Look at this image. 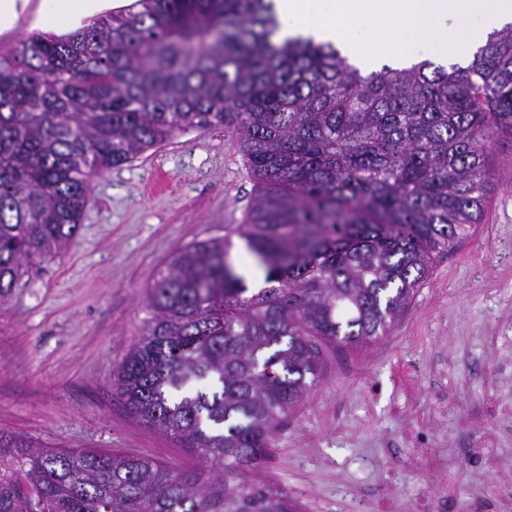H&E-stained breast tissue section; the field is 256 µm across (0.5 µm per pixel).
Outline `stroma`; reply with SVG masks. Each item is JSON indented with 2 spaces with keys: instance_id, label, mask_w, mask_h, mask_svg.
Instances as JSON below:
<instances>
[{
  "instance_id": "1",
  "label": "stroma",
  "mask_w": 512,
  "mask_h": 512,
  "mask_svg": "<svg viewBox=\"0 0 512 512\" xmlns=\"http://www.w3.org/2000/svg\"><path fill=\"white\" fill-rule=\"evenodd\" d=\"M479 224L432 268L387 335L326 349L279 426L262 479L304 512H512V141L492 148ZM258 195L223 130L179 134L96 178L78 235L0 304V435L35 448L141 456L187 449L135 417L120 367L182 247L228 238Z\"/></svg>"
}]
</instances>
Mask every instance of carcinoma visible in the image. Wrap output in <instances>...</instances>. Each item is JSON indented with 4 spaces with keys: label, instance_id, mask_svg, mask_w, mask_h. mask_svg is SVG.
Returning <instances> with one entry per match:
<instances>
[{
    "label": "carcinoma",
    "instance_id": "obj_1",
    "mask_svg": "<svg viewBox=\"0 0 512 512\" xmlns=\"http://www.w3.org/2000/svg\"><path fill=\"white\" fill-rule=\"evenodd\" d=\"M279 29L273 0H133L0 58V303L78 233L94 177L214 127L259 186L234 232L273 284L246 295L210 239L152 286L119 385L196 467L10 440L29 468L0 470V512H302L260 472L324 345L384 335L433 255L480 223L490 143L512 139V26L466 68L368 75Z\"/></svg>",
    "mask_w": 512,
    "mask_h": 512
}]
</instances>
